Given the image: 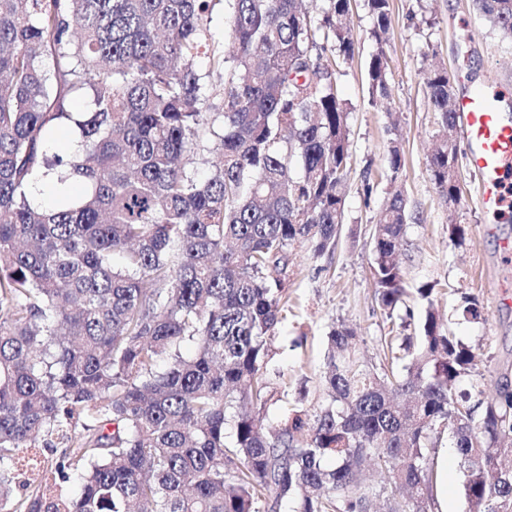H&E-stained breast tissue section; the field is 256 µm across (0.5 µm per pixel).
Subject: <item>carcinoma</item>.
<instances>
[{
	"label": "carcinoma",
	"mask_w": 512,
	"mask_h": 512,
	"mask_svg": "<svg viewBox=\"0 0 512 512\" xmlns=\"http://www.w3.org/2000/svg\"><path fill=\"white\" fill-rule=\"evenodd\" d=\"M302 2L0 0V512H435L445 437L467 512H512V383L488 396L477 347L431 307L419 343L384 337L379 369L333 327L326 402L310 412L300 391L266 429L288 247L334 251L352 158L334 62L355 53L351 0L315 16ZM474 4L512 39V0ZM366 6L370 89L387 97L390 2ZM203 52L224 71L211 116ZM426 89L431 180L458 204L445 65ZM82 96L93 110L73 109ZM66 129L64 158L52 143ZM198 151L218 155L201 176L181 163ZM38 177L65 187L50 208L32 203ZM407 220L396 193L372 233L389 317L405 303ZM459 310L484 317L471 295ZM19 470L58 490L33 479L17 494Z\"/></svg>",
	"instance_id": "carcinoma-1"
}]
</instances>
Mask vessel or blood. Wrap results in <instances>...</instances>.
Returning a JSON list of instances; mask_svg holds the SVG:
<instances>
[{
    "label": "vessel or blood",
    "mask_w": 512,
    "mask_h": 512,
    "mask_svg": "<svg viewBox=\"0 0 512 512\" xmlns=\"http://www.w3.org/2000/svg\"><path fill=\"white\" fill-rule=\"evenodd\" d=\"M468 169L480 182L481 208L495 217L512 215V118L496 90L477 87L457 98Z\"/></svg>",
    "instance_id": "b4317fda"
}]
</instances>
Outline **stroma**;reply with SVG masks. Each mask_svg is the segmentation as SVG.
Returning a JSON list of instances; mask_svg holds the SVG:
<instances>
[{"label": "stroma", "mask_w": 512, "mask_h": 512, "mask_svg": "<svg viewBox=\"0 0 512 512\" xmlns=\"http://www.w3.org/2000/svg\"><path fill=\"white\" fill-rule=\"evenodd\" d=\"M391 28L385 46L389 98L372 96L368 68L376 45L364 0L351 2L356 52L339 62L337 91L349 112L352 161L342 224L333 253L313 257L306 244L289 249L288 312L271 340L267 377L271 399L267 421L278 425L289 405L284 389L304 388V406L326 396L322 374L325 338L336 323L352 327L358 349L373 366L384 359V335L418 336L428 304H435L455 336L480 345L476 375L494 393L502 375L512 376V223H499L478 203V179L458 161L463 197L449 205L436 191L428 155L439 127L425 89L431 61L445 64L457 92L494 85L512 102V41L504 39L476 10L473 0H390ZM399 141L402 167L392 173L388 148ZM401 190L410 219L405 226L401 266L410 292L405 308L386 318L373 275L372 230L392 190ZM464 225L454 244L448 227ZM434 286L432 300L420 287ZM479 299L485 318L469 322L455 309L462 294Z\"/></svg>", "instance_id": "1"}]
</instances>
